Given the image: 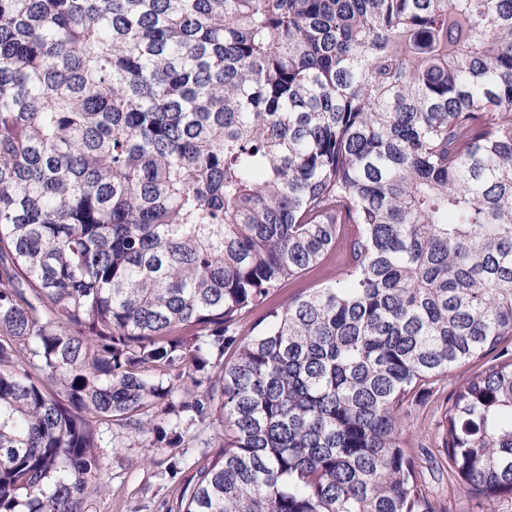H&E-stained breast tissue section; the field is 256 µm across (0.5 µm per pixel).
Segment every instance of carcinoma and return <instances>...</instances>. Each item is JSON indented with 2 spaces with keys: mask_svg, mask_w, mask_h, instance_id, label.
<instances>
[{
  "mask_svg": "<svg viewBox=\"0 0 512 512\" xmlns=\"http://www.w3.org/2000/svg\"><path fill=\"white\" fill-rule=\"evenodd\" d=\"M495 351L437 430L490 507L512 0H0V512H84L104 444L207 430L179 512H439L408 407ZM334 275L336 276L333 277ZM338 282L343 283V276L339 269V259L336 258L335 253H332L322 266L310 271L304 278L286 281L267 304L252 310L248 314L242 321V329L248 331L252 326L260 323L265 319L270 309L279 305L289 297L298 294L303 288H308L315 284H334Z\"/></svg>",
  "mask_w": 512,
  "mask_h": 512,
  "instance_id": "cac0c4a2",
  "label": "carcinoma"
}]
</instances>
